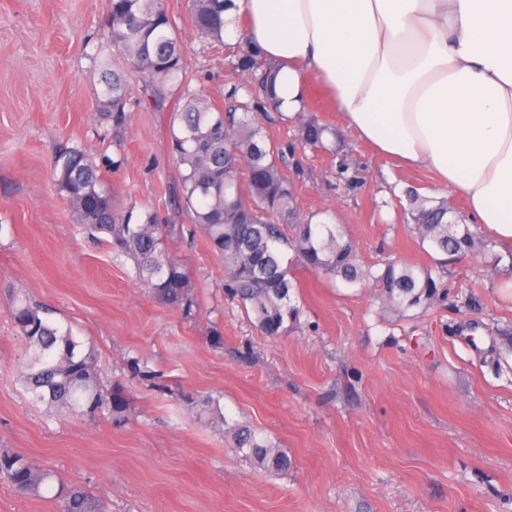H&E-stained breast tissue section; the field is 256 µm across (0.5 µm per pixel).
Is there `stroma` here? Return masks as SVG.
Masks as SVG:
<instances>
[{"label": "stroma", "mask_w": 512, "mask_h": 512, "mask_svg": "<svg viewBox=\"0 0 512 512\" xmlns=\"http://www.w3.org/2000/svg\"><path fill=\"white\" fill-rule=\"evenodd\" d=\"M193 88L212 100L232 79L227 48L191 29L187 0H164ZM110 0H0V452L78 483L108 512H512V258L452 262L428 310L385 311L370 286L296 270L300 323L263 336L224 293V264L202 233L167 240L196 286L186 320L157 304L89 239L52 178L57 149L88 151L123 208L178 224L179 175L168 108L145 100L126 129L96 108ZM363 184L343 191L326 154L300 153L297 211L344 225L362 263L430 258L404 222V191L466 199L423 169H404L342 128ZM23 292L90 343L104 382H122L129 421L49 417L20 381L23 343L8 299ZM224 338L212 346V333ZM136 355L157 385L130 380ZM218 398L292 460L276 475L243 461L222 427L201 420Z\"/></svg>", "instance_id": "35a3bbf8"}]
</instances>
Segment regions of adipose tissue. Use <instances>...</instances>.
Masks as SVG:
<instances>
[{
    "instance_id": "1",
    "label": "adipose tissue",
    "mask_w": 512,
    "mask_h": 512,
    "mask_svg": "<svg viewBox=\"0 0 512 512\" xmlns=\"http://www.w3.org/2000/svg\"><path fill=\"white\" fill-rule=\"evenodd\" d=\"M224 17L279 64L285 114L328 85L362 142L512 247V0H232Z\"/></svg>"
}]
</instances>
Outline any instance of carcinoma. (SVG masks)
Returning a JSON list of instances; mask_svg holds the SVG:
<instances>
[{"instance_id": "1", "label": "carcinoma", "mask_w": 512, "mask_h": 512, "mask_svg": "<svg viewBox=\"0 0 512 512\" xmlns=\"http://www.w3.org/2000/svg\"><path fill=\"white\" fill-rule=\"evenodd\" d=\"M226 2L187 0L193 30L221 46L229 25L224 20ZM104 47L110 53L96 103L113 128L126 127L131 107L141 104L134 99L132 77L155 101L175 99L168 146L179 167L181 215L203 232L211 252L224 262V293L254 315L263 334L284 336L299 324L294 266L348 285L371 282L382 307L395 313L426 309L444 293V283L431 268L400 259H389L377 270L362 265L343 225L316 221L312 214L298 216L297 149L309 147L339 157L332 174L349 192L362 178L337 148L342 136L336 128L305 117L310 104L294 117L278 110L272 97L278 64L262 57L246 39L233 46L229 65L247 82L248 100H239L241 85L231 81L221 105L190 87L180 37L161 0H111ZM272 125L291 126L293 138L274 140L268 132ZM54 172L82 228L93 237H110L112 254L133 262L134 278L156 303L195 317L198 303L191 276L166 245L177 225L158 223L150 209L136 213L117 207L93 160L78 147L55 156ZM406 196L407 226L420 243L440 255L437 264L493 254L495 242L473 233L448 202L432 205L415 190ZM288 251L293 253L290 259ZM11 315L24 342L21 382L33 403L90 420L102 417L117 425L126 421L129 399L124 386L104 383L92 346L74 336L71 328L52 321L49 309L23 293L12 295ZM126 366L134 378H156L137 356L128 357ZM201 416L210 425L224 427L244 460L268 472L288 470L290 460L279 444L246 422L228 423L219 401L204 398ZM0 481L23 496L50 497L58 512H106L103 501L85 488L66 486L50 470L8 452L0 453Z\"/></svg>"}]
</instances>
